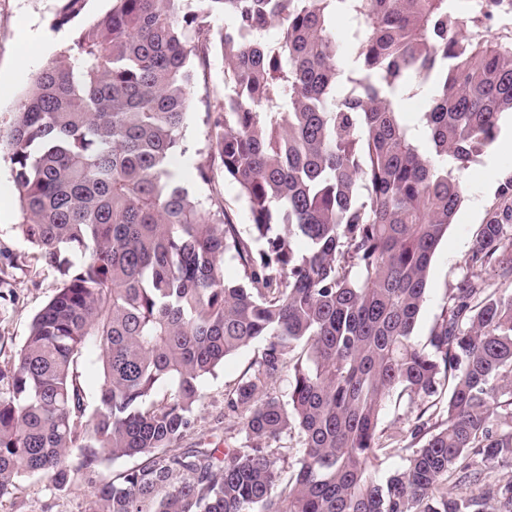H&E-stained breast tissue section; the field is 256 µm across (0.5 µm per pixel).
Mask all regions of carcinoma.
Here are the masks:
<instances>
[{
  "instance_id": "cac0c4a2",
  "label": "carcinoma",
  "mask_w": 512,
  "mask_h": 512,
  "mask_svg": "<svg viewBox=\"0 0 512 512\" xmlns=\"http://www.w3.org/2000/svg\"><path fill=\"white\" fill-rule=\"evenodd\" d=\"M85 2L60 0L56 24ZM499 2L112 0L41 69L0 145L22 233L61 280L0 366V501L23 478L61 492L132 458L88 512H512V476L493 494L440 491L512 463V292L485 278L512 286V207L483 225L427 345L414 340L460 174L512 112ZM339 14L355 22L348 44ZM218 15L231 23L215 31ZM209 39L228 77L215 148L248 202L246 236L176 169L190 61ZM413 84L429 90L419 129L398 105ZM256 339L260 358L224 394L245 441L222 460L182 447L203 380ZM446 381L444 420L420 410L418 447L376 479L387 400ZM292 429L289 467L288 448L257 445Z\"/></svg>"
}]
</instances>
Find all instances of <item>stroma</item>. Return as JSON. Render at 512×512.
<instances>
[{
	"mask_svg": "<svg viewBox=\"0 0 512 512\" xmlns=\"http://www.w3.org/2000/svg\"><path fill=\"white\" fill-rule=\"evenodd\" d=\"M112 0H87L83 12L70 23L55 27L59 0H0V76L10 79L0 90V130L9 129L16 105L32 77L72 43L76 32L103 16ZM193 82L185 132V154L177 164L193 199L203 205L220 204L231 223L248 224L249 209L238 187L225 180L221 162L211 145L213 122L224 104V58L207 46L191 61ZM213 169L212 181L198 178V168ZM465 199L447 236L439 244L430 269L427 299L420 311L414 339L426 344L449 294L466 272L465 259L492 212L512 206V153L491 146L465 171ZM21 213L8 150H0V365L10 362L23 345L33 317L55 294L59 274L40 258L20 229ZM263 340H255L225 359L203 382L197 425L185 444L191 448L239 447L244 435L239 418L224 410V394L260 356ZM418 406L390 398L378 430L382 449L373 470L385 477L403 466L410 445V428ZM126 459L106 461L99 473L73 482L65 492L52 490L42 477L23 481L17 502H0V512H87L102 477L112 469L129 467Z\"/></svg>",
	"mask_w": 512,
	"mask_h": 512,
	"instance_id": "stroma-1",
	"label": "stroma"
}]
</instances>
